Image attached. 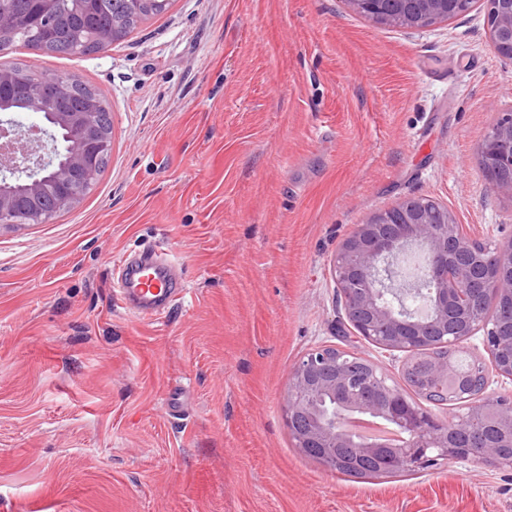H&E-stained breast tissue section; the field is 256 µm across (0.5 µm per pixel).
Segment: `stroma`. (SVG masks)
Masks as SVG:
<instances>
[{
  "instance_id": "obj_1",
  "label": "stroma",
  "mask_w": 512,
  "mask_h": 512,
  "mask_svg": "<svg viewBox=\"0 0 512 512\" xmlns=\"http://www.w3.org/2000/svg\"><path fill=\"white\" fill-rule=\"evenodd\" d=\"M490 28L486 0L419 29L348 0H171L101 53L1 54L95 86L112 152L74 208L0 225V512H512L510 469L354 479L286 425L316 347L402 380L336 286L356 225L426 197L487 247L512 240V192L479 166L512 113ZM452 57L453 78L426 77ZM162 242L185 291L144 320L112 260Z\"/></svg>"
}]
</instances>
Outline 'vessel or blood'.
Returning a JSON list of instances; mask_svg holds the SVG:
<instances>
[{
  "instance_id": "b4317fda",
  "label": "vessel or blood",
  "mask_w": 512,
  "mask_h": 512,
  "mask_svg": "<svg viewBox=\"0 0 512 512\" xmlns=\"http://www.w3.org/2000/svg\"><path fill=\"white\" fill-rule=\"evenodd\" d=\"M116 274L126 306L144 317L164 311L181 294L173 263L157 249L123 256Z\"/></svg>"
}]
</instances>
